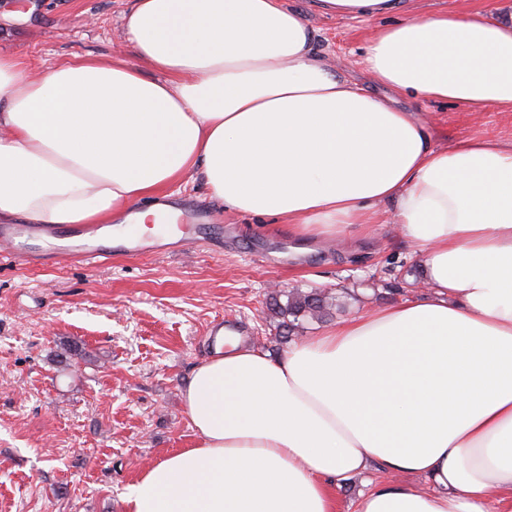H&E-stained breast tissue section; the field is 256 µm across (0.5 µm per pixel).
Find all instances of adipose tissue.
<instances>
[{"label": "adipose tissue", "mask_w": 512, "mask_h": 512, "mask_svg": "<svg viewBox=\"0 0 512 512\" xmlns=\"http://www.w3.org/2000/svg\"><path fill=\"white\" fill-rule=\"evenodd\" d=\"M317 4L407 12L367 41L370 82L512 112V11ZM123 19L132 63L33 78L0 54V220L142 228L170 212L143 199L196 170L225 209L300 241L371 236L393 205L425 288L276 359L225 336L183 390L195 444L131 483L125 512H336L334 488L371 470L386 479L355 512H512V144L435 145L418 112L320 58L287 0H131Z\"/></svg>", "instance_id": "obj_1"}]
</instances>
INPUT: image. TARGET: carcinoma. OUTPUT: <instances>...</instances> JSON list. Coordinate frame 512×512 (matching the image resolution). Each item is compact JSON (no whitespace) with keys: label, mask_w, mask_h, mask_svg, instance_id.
Here are the masks:
<instances>
[{"label":"carcinoma","mask_w":512,"mask_h":512,"mask_svg":"<svg viewBox=\"0 0 512 512\" xmlns=\"http://www.w3.org/2000/svg\"><path fill=\"white\" fill-rule=\"evenodd\" d=\"M334 309H346L341 296L319 288L289 293L284 303L276 297L270 298L268 302V310L282 318L278 337L285 339L294 334L297 324L304 321H323L332 315Z\"/></svg>","instance_id":"carcinoma-1"}]
</instances>
